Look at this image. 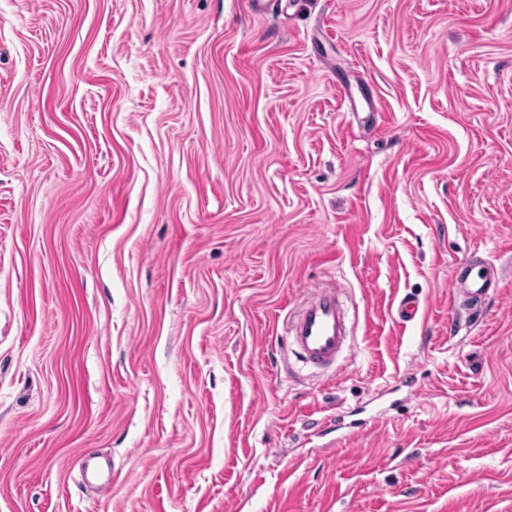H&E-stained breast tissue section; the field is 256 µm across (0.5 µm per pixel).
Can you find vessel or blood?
<instances>
[{"label":"vessel or blood","mask_w":512,"mask_h":512,"mask_svg":"<svg viewBox=\"0 0 512 512\" xmlns=\"http://www.w3.org/2000/svg\"><path fill=\"white\" fill-rule=\"evenodd\" d=\"M501 278L489 264L461 263L453 282L455 291L479 301L496 293ZM288 348L307 366L328 368L336 365L349 346L351 324L343 300V289L329 280L307 291L299 311L286 322Z\"/></svg>","instance_id":"obj_1"}]
</instances>
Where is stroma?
<instances>
[{"mask_svg":"<svg viewBox=\"0 0 512 512\" xmlns=\"http://www.w3.org/2000/svg\"><path fill=\"white\" fill-rule=\"evenodd\" d=\"M267 3L0 0V512H512V0ZM501 278L491 264L463 262L459 265L453 282L452 302L456 306L457 296L464 291L470 300H483L501 288ZM343 293L335 280L318 283L307 290L299 311L289 316L288 348L304 365L331 367L349 348L351 324Z\"/></svg>","mask_w":512,"mask_h":512,"instance_id":"stroma-1","label":"stroma"}]
</instances>
